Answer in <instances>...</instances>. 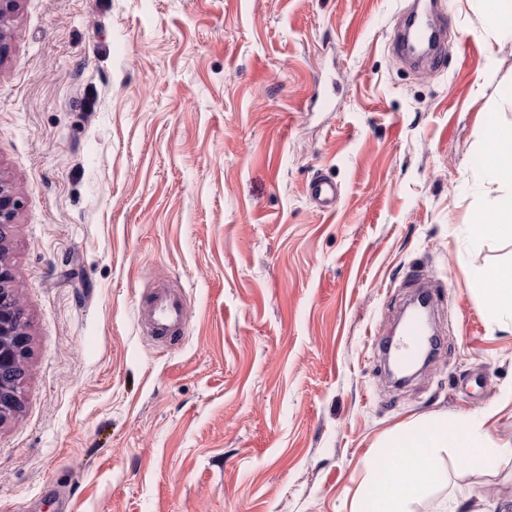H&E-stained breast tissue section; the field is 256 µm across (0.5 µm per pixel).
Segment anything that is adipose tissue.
<instances>
[{
	"label": "adipose tissue",
	"mask_w": 512,
	"mask_h": 512,
	"mask_svg": "<svg viewBox=\"0 0 512 512\" xmlns=\"http://www.w3.org/2000/svg\"><path fill=\"white\" fill-rule=\"evenodd\" d=\"M487 175L508 184V191L486 197L470 226V240L512 241V128L492 126L484 133ZM491 318L512 319V266L487 267L476 276ZM385 450L369 465L367 489L352 512H409V502L445 479L442 455L456 448L466 466L491 469L508 446L495 442L483 421L465 418L455 426L433 421L424 430L402 427L384 442Z\"/></svg>",
	"instance_id": "1"
}]
</instances>
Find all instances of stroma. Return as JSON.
Wrapping results in <instances>:
<instances>
[{
	"label": "stroma",
	"mask_w": 512,
	"mask_h": 512,
	"mask_svg": "<svg viewBox=\"0 0 512 512\" xmlns=\"http://www.w3.org/2000/svg\"><path fill=\"white\" fill-rule=\"evenodd\" d=\"M445 2L416 71L391 50L412 0H15L0 179L29 345L0 512H350L398 425L512 445V322L472 278L512 242L468 237L512 36ZM416 275L442 344L397 386L380 346ZM161 287L187 304L165 338L139 321ZM443 467L413 512L512 499V454ZM307 192L312 203L322 211L335 209L341 196L338 184L324 175H318L312 179L309 182Z\"/></svg>",
	"instance_id": "1"
}]
</instances>
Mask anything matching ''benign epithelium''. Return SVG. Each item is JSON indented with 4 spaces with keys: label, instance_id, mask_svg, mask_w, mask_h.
<instances>
[{
    "label": "benign epithelium",
    "instance_id": "7a95c632",
    "mask_svg": "<svg viewBox=\"0 0 512 512\" xmlns=\"http://www.w3.org/2000/svg\"><path fill=\"white\" fill-rule=\"evenodd\" d=\"M19 201L0 180V376L25 364L28 346L26 328L18 320L21 303L9 288L11 270L4 259L5 229L15 223ZM21 400L17 387L0 382V422L15 412Z\"/></svg>",
    "mask_w": 512,
    "mask_h": 512
}]
</instances>
